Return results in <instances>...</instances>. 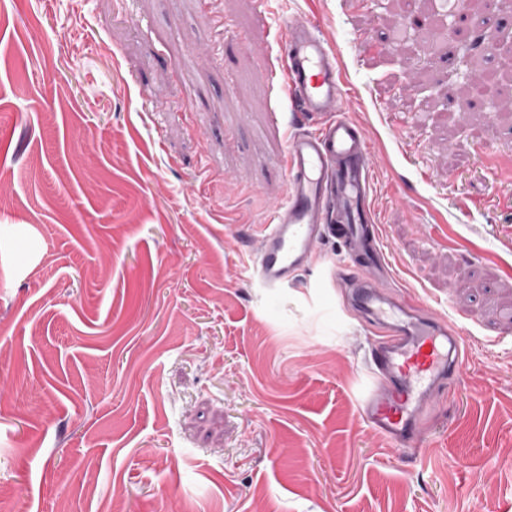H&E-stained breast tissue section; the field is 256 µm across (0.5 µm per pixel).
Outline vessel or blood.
<instances>
[{
	"label": "vessel or blood",
	"mask_w": 512,
	"mask_h": 512,
	"mask_svg": "<svg viewBox=\"0 0 512 512\" xmlns=\"http://www.w3.org/2000/svg\"><path fill=\"white\" fill-rule=\"evenodd\" d=\"M282 43L275 79L316 126L287 141L282 163L287 194L269 212L250 276L266 288H285L310 266L319 242L333 238L357 244L355 257H342L336 272L384 329L371 344L373 384L359 411L369 429L399 451L421 441L419 412L438 386L449 378L462 379L460 332L447 317L417 312L363 275V268L384 265L370 198L373 152L344 114L343 75L318 22L285 17Z\"/></svg>",
	"instance_id": "b4317fda"
}]
</instances>
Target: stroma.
<instances>
[{
  "mask_svg": "<svg viewBox=\"0 0 512 512\" xmlns=\"http://www.w3.org/2000/svg\"><path fill=\"white\" fill-rule=\"evenodd\" d=\"M290 14L327 36L374 153L385 287L462 333L420 449L359 414L377 330L338 243L282 289L242 274L306 123L268 79ZM479 29L512 36V0H0L12 512H512V175L485 162L512 163V81L455 109Z\"/></svg>",
  "mask_w": 512,
  "mask_h": 512,
  "instance_id": "1",
  "label": "stroma"
}]
</instances>
